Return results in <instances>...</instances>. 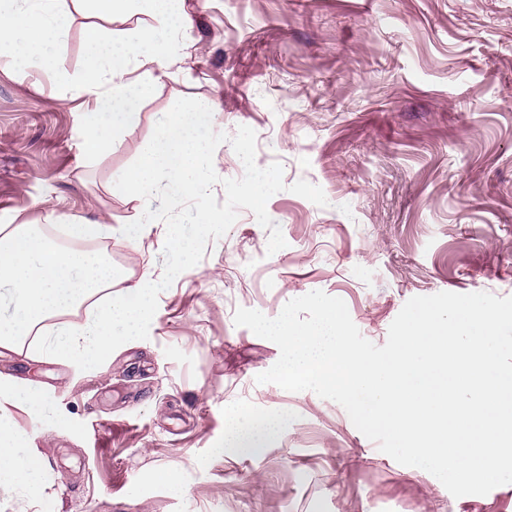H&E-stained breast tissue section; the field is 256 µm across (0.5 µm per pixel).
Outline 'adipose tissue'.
<instances>
[{"instance_id":"1","label":"adipose tissue","mask_w":512,"mask_h":512,"mask_svg":"<svg viewBox=\"0 0 512 512\" xmlns=\"http://www.w3.org/2000/svg\"><path fill=\"white\" fill-rule=\"evenodd\" d=\"M183 0H5L0 6V57L26 65L56 66L54 43L73 6L94 21L84 29L87 56L79 80L86 98L83 151L95 160L106 155L108 133H120L137 121V105L159 81L155 64L175 52L176 34L184 18ZM146 14L151 25L140 28L134 40L114 38L100 23L118 16ZM118 227L103 223H72L50 236L35 224L0 226V285L9 286L12 312L0 320V348L14 350L28 336L39 342L32 360L58 359L89 363L108 355L115 342L135 333L154 316L150 295L154 282L143 276L112 299L107 290L125 281L124 270L108 254L63 249L59 238L72 242L109 241ZM86 307L88 318L78 328L66 324L46 327L47 319ZM281 426L280 417L247 423L230 422L226 451L251 454L268 447ZM20 436L0 419V494L18 487L36 491L43 463L38 453L21 447Z\"/></svg>"}]
</instances>
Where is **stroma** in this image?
I'll list each match as a JSON object with an SVG mask.
<instances>
[{
    "label": "stroma",
    "instance_id": "obj_1",
    "mask_svg": "<svg viewBox=\"0 0 512 512\" xmlns=\"http://www.w3.org/2000/svg\"><path fill=\"white\" fill-rule=\"evenodd\" d=\"M87 22L73 12L57 70L0 58V225L118 226L159 209L112 185L189 97L220 109L215 131L251 127L258 166L281 163L267 212L287 245L268 253L269 230L240 210L97 364L1 355L0 408L44 475L36 494L0 496V512H512V484L453 497L338 403L256 383L280 350L233 320L321 290L381 346L412 297L512 296V0H187L165 77L97 161L73 83ZM301 179L327 206L290 192ZM165 235L159 222L106 250L132 278L158 279ZM256 409L281 416L276 443L226 454V420ZM168 468L178 485L159 480Z\"/></svg>",
    "mask_w": 512,
    "mask_h": 512
}]
</instances>
